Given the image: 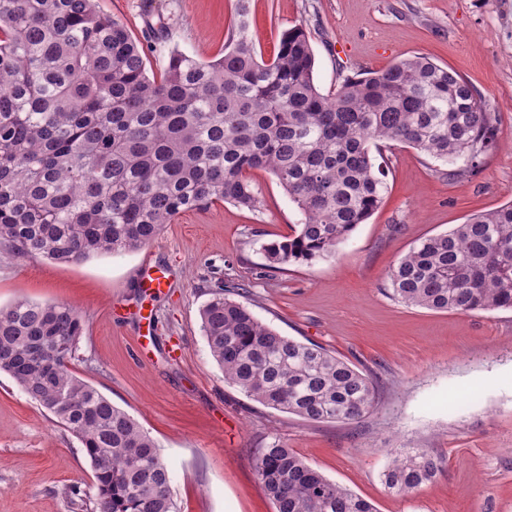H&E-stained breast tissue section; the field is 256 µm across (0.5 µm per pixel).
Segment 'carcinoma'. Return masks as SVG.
Masks as SVG:
<instances>
[{
  "label": "carcinoma",
  "instance_id": "1",
  "mask_svg": "<svg viewBox=\"0 0 512 512\" xmlns=\"http://www.w3.org/2000/svg\"><path fill=\"white\" fill-rule=\"evenodd\" d=\"M224 56L168 51L149 75L144 44L97 0H0V258L70 264L131 252L193 209H254L247 173L272 174L298 208L295 235L264 246L267 267L336 250L380 207L371 148L401 143L478 170L495 148L494 117L462 78L409 56L329 97L317 89L307 32L295 26L271 61L257 51L249 0ZM401 302L461 313L512 308V203L419 241L388 272ZM202 331L224 381L308 422H353L372 381L316 344L283 336L210 289ZM83 332L68 303L0 307V373L82 445L94 476L90 512H179L155 440L70 370ZM387 488L409 494L441 462L389 448ZM255 471L275 512H376L293 449H259Z\"/></svg>",
  "mask_w": 512,
  "mask_h": 512
}]
</instances>
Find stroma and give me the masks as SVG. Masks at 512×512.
<instances>
[{"label": "stroma", "instance_id": "stroma-1", "mask_svg": "<svg viewBox=\"0 0 512 512\" xmlns=\"http://www.w3.org/2000/svg\"><path fill=\"white\" fill-rule=\"evenodd\" d=\"M134 38L164 21L165 51L222 55L236 0H98ZM257 50L272 60L300 26L314 83L423 55L456 72L495 117L497 147L480 170L392 144L381 207L335 251L279 272L265 244L294 235L301 215L276 178L252 171L255 209L218 202L180 214L149 245L59 265L0 262V306L67 302L84 331L71 369L135 418L161 449L180 512H275L255 472L257 448L280 441L377 512H512V310L438 312L394 297L387 273L415 243L471 214L512 201V0H250ZM152 259L161 291L139 286ZM224 283L281 335L322 346L373 381V410L357 422L310 423L225 382L201 328L210 288ZM424 448L443 471L415 493L383 480L391 448ZM80 442L0 374V512H84L67 494L93 495Z\"/></svg>", "mask_w": 512, "mask_h": 512}]
</instances>
